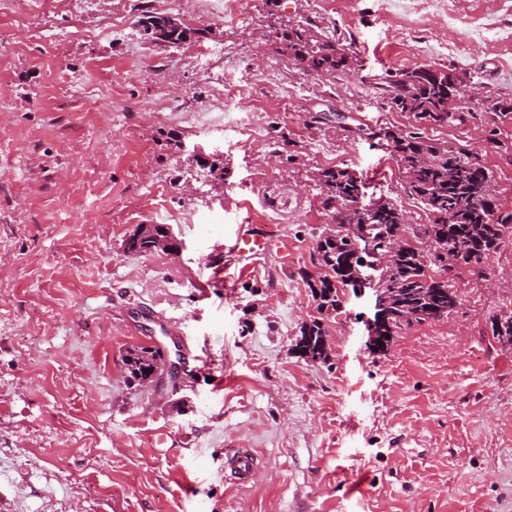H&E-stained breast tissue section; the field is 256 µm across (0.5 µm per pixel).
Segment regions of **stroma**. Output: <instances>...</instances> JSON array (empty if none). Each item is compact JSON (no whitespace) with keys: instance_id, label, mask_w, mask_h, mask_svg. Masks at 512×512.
<instances>
[{"instance_id":"1","label":"stroma","mask_w":512,"mask_h":512,"mask_svg":"<svg viewBox=\"0 0 512 512\" xmlns=\"http://www.w3.org/2000/svg\"><path fill=\"white\" fill-rule=\"evenodd\" d=\"M456 7L487 17L483 49L436 8L406 21L384 0H241L233 22L212 0L0 11V512H512V347L491 330L512 313V241L458 270L447 319L384 353L367 348L369 267L329 321L328 360L295 349L318 316L302 272L329 223L314 173L349 169L362 207L429 221L389 153L386 132L414 120L383 95L387 72L454 68L512 98V12ZM148 12L194 13L210 34L161 47ZM116 16L134 41L111 34ZM290 21L350 46L356 73L327 81L265 43ZM422 133L483 151L512 212V112L470 104ZM141 224L170 227L180 257L124 252ZM137 344L178 376L128 385ZM238 450L253 480L231 473ZM229 468L240 481H249L256 471V461L248 452H240L227 460Z\"/></svg>"}]
</instances>
